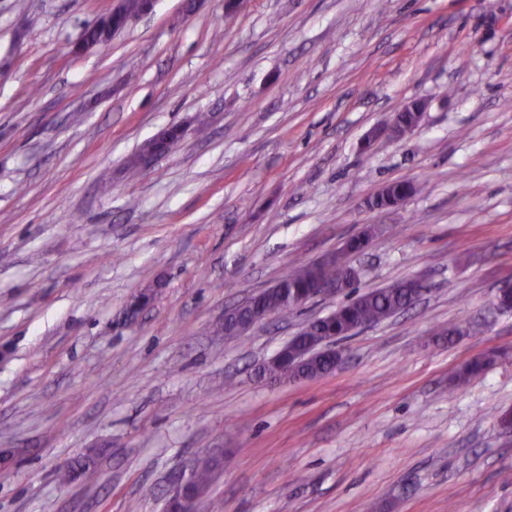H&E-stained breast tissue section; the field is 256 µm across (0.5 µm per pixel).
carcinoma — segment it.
<instances>
[{"mask_svg":"<svg viewBox=\"0 0 512 512\" xmlns=\"http://www.w3.org/2000/svg\"><path fill=\"white\" fill-rule=\"evenodd\" d=\"M415 191L416 186L410 182H392L379 191L370 205L379 209L391 208L399 200ZM375 233V227L369 226L363 233L350 238L345 243L343 254L338 256L332 265L309 263L279 281L275 286L254 294L224 318V335H245L252 326L263 320L268 312L286 316L298 309L295 305L296 298L315 295L329 285H339L344 282L349 288H355L356 281L352 278L354 267L349 264V256L361 250ZM422 290L423 285L415 280L404 279L386 288L353 296L339 305L329 316L310 323L305 335L293 341L292 349L299 352L310 343L320 345L332 337L343 339L352 336L360 329L379 323L411 306L420 297ZM488 361L489 358L486 357L465 365L451 377V384L455 387L467 385ZM333 367V360L325 356L301 359L292 365H284L274 360L265 366L263 374L280 380L316 378L329 373ZM93 464L94 457L91 454L68 464L62 480L72 479L76 471L88 470ZM214 468L212 460L206 458L198 460L193 466L194 486L204 489L212 477Z\"/></svg>","mask_w":512,"mask_h":512,"instance_id":"obj_1","label":"carcinoma"}]
</instances>
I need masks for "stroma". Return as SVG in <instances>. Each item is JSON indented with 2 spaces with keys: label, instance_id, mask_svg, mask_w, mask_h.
I'll list each match as a JSON object with an SVG mask.
<instances>
[{
  "label": "stroma",
  "instance_id": "1",
  "mask_svg": "<svg viewBox=\"0 0 512 512\" xmlns=\"http://www.w3.org/2000/svg\"><path fill=\"white\" fill-rule=\"evenodd\" d=\"M112 6L0 0V512H166L209 455L197 512H512V0H156L72 55ZM368 224L359 292L425 293L332 374L258 378L343 298L232 339L225 310ZM416 190V186L410 182H392L379 191L371 200L370 205L379 209L391 208L399 200L413 194Z\"/></svg>",
  "mask_w": 512,
  "mask_h": 512
}]
</instances>
